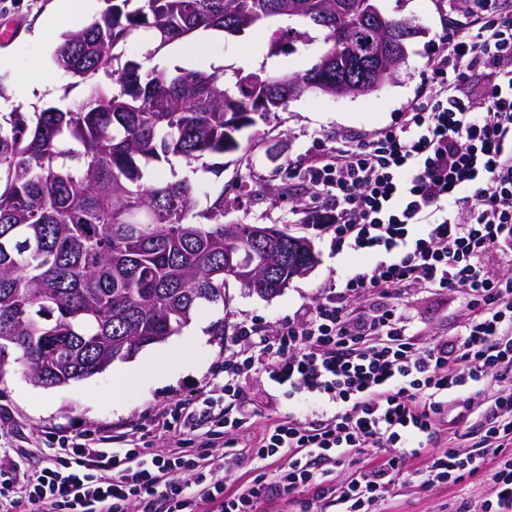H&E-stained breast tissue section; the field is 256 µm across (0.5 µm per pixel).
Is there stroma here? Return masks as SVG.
<instances>
[{"mask_svg":"<svg viewBox=\"0 0 512 512\" xmlns=\"http://www.w3.org/2000/svg\"><path fill=\"white\" fill-rule=\"evenodd\" d=\"M387 16L420 26L421 36L407 45V56L396 76L378 90L341 99L310 92L291 101L286 110L244 129L240 149L211 155L198 165L194 179L198 186L197 208L205 210L216 198H224V221L228 224H260L307 237L317 256L303 275L293 278L273 296H261L237 282L225 288L226 299L219 305H202L192 318L203 327V335L188 349H181L178 336L140 350L138 357L117 361L104 372L68 385L45 388L27 379L17 362L19 352L7 348L0 353V462L10 461L29 472L32 461L19 457L17 449L36 447L42 460H49L58 436L84 430L97 431L107 447H123L133 436L144 437L152 451L171 450L172 442L159 436L166 409L191 399L215 378L225 348L239 322H255L274 329L288 315L310 305L320 288L342 278L354 267L364 265L359 256L336 254L329 238L306 228L303 204L313 193L302 183L299 168L321 146L337 140L363 137L391 125L408 106L419 101L429 58L438 52L437 38L443 26L461 18L467 0H376ZM56 28L42 39L34 30L46 20ZM17 27L9 42H0V95L12 98L27 87L33 65L50 76L33 110L47 105L64 107L82 102L86 86L79 79L57 69L53 49L60 34L79 29L73 17L55 11L54 0H0V27ZM270 29L259 24L239 37H211L194 55H182L181 44L169 46L171 65L195 68L221 63L226 72L265 70L273 75L302 72L317 62L324 33L310 30L307 40L294 42L289 50L270 51ZM276 158H269V151ZM406 311L422 339L448 335L461 315L455 293L425 288L411 291ZM153 357L157 376L141 369V360ZM246 400L256 411L249 431L236 434L234 454L224 461V487L234 492L252 484L260 472L246 445L273 420L310 414L312 406L299 398L280 393L270 396L261 375L247 378ZM490 493L487 476H479L448 487H426L399 479L382 512H453L457 499L471 502L475 512Z\"/></svg>","mask_w":512,"mask_h":512,"instance_id":"1","label":"stroma"}]
</instances>
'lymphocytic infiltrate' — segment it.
<instances>
[{"instance_id":"lymphocytic-infiltrate-1","label":"lymphocytic infiltrate","mask_w":512,"mask_h":512,"mask_svg":"<svg viewBox=\"0 0 512 512\" xmlns=\"http://www.w3.org/2000/svg\"><path fill=\"white\" fill-rule=\"evenodd\" d=\"M492 2L439 33L423 101L302 167L318 199L313 219L337 251L370 254L372 266L322 289L273 333L238 323L223 382L166 411L175 452L150 456L135 439L104 448L90 431L61 436L27 479L0 463V512H254L301 488L340 512H378L418 457L427 486L490 474L494 512H512V393L502 388L512 380V275L482 264L512 255V13ZM475 71L489 77L481 112L460 85ZM415 288L460 295L455 336L416 341L401 304ZM256 368L272 390L322 409L271 422L250 451L275 464L272 478L228 496L214 451L249 428L241 399ZM475 404L485 408L477 451H425L452 411ZM339 467L353 472L340 485Z\"/></svg>"}]
</instances>
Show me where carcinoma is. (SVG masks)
Returning a JSON list of instances; mask_svg holds the SVG:
<instances>
[{
  "instance_id": "cac0c4a2",
  "label": "carcinoma",
  "mask_w": 512,
  "mask_h": 512,
  "mask_svg": "<svg viewBox=\"0 0 512 512\" xmlns=\"http://www.w3.org/2000/svg\"><path fill=\"white\" fill-rule=\"evenodd\" d=\"M90 24L61 35L54 63L88 85L75 107L12 112L0 122V350L46 388L103 372L164 341L204 303L224 302V195L195 212L196 163L239 150L238 133L310 92L336 69L170 67L166 47L200 31L237 35L271 18L302 19L339 44L342 61L377 35L347 27L368 0H105ZM151 34L148 68L114 67L118 45ZM105 76L103 84L99 76ZM254 225H234L253 247ZM244 287L275 294L313 266L305 237L279 231Z\"/></svg>"
}]
</instances>
